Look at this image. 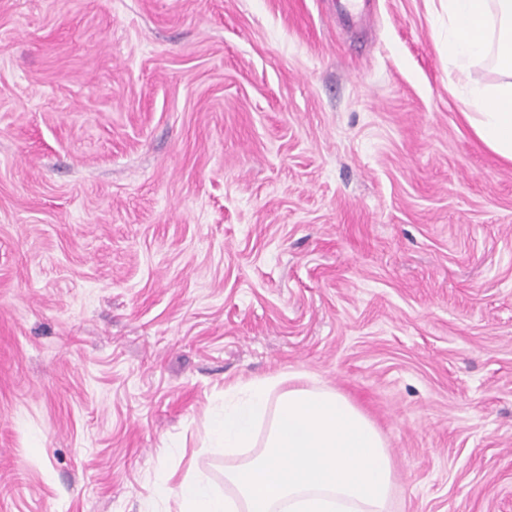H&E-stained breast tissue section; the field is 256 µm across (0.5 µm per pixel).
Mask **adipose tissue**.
<instances>
[{
	"label": "adipose tissue",
	"mask_w": 512,
	"mask_h": 512,
	"mask_svg": "<svg viewBox=\"0 0 512 512\" xmlns=\"http://www.w3.org/2000/svg\"><path fill=\"white\" fill-rule=\"evenodd\" d=\"M448 62L466 68L487 60L506 78L469 91L466 118L477 138L512 162V0H448Z\"/></svg>",
	"instance_id": "ef3b65f1"
}]
</instances>
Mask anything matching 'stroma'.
I'll return each instance as SVG.
<instances>
[{"label":"stroma","instance_id":"obj_1","mask_svg":"<svg viewBox=\"0 0 512 512\" xmlns=\"http://www.w3.org/2000/svg\"><path fill=\"white\" fill-rule=\"evenodd\" d=\"M0 0V512H175L226 387L353 400L392 512H512V162L446 0ZM464 112L474 134L491 151L512 162V81L493 89L473 87Z\"/></svg>","mask_w":512,"mask_h":512}]
</instances>
